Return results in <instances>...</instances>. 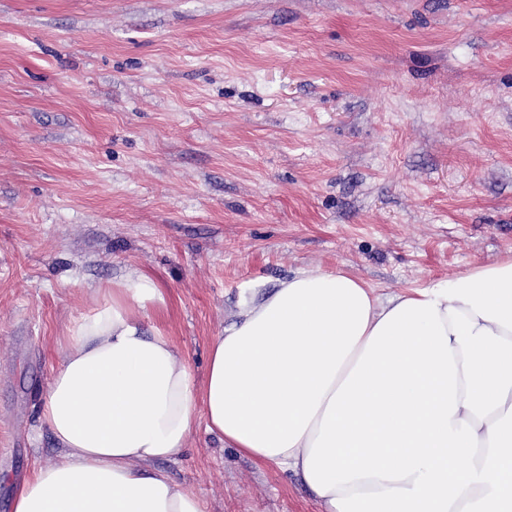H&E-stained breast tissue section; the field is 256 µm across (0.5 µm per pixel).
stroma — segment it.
<instances>
[{
    "instance_id": "obj_1",
    "label": "stroma",
    "mask_w": 512,
    "mask_h": 512,
    "mask_svg": "<svg viewBox=\"0 0 512 512\" xmlns=\"http://www.w3.org/2000/svg\"><path fill=\"white\" fill-rule=\"evenodd\" d=\"M512 256V0H0V512L99 289L150 278L203 380L244 284L391 295ZM206 512H319L196 425Z\"/></svg>"
}]
</instances>
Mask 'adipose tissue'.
<instances>
[{
  "instance_id": "adipose-tissue-1",
  "label": "adipose tissue",
  "mask_w": 512,
  "mask_h": 512,
  "mask_svg": "<svg viewBox=\"0 0 512 512\" xmlns=\"http://www.w3.org/2000/svg\"><path fill=\"white\" fill-rule=\"evenodd\" d=\"M130 271L73 322L38 407L57 456L11 512H205L160 469L197 418L321 512H512V256L381 296L320 267L241 299L195 383Z\"/></svg>"
}]
</instances>
